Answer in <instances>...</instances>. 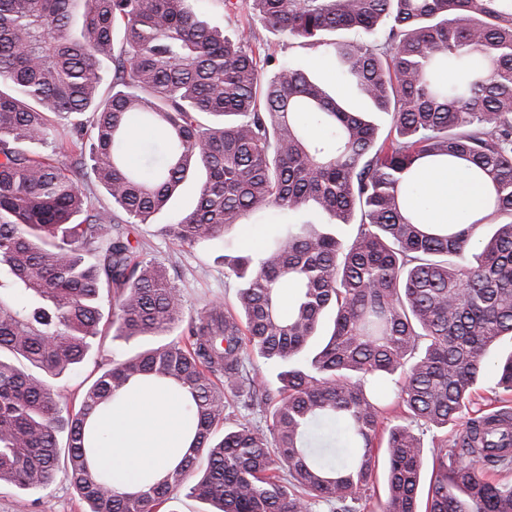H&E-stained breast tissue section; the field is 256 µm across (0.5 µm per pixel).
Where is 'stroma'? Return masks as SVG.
<instances>
[{
    "instance_id": "35a3bbf8",
    "label": "stroma",
    "mask_w": 512,
    "mask_h": 512,
    "mask_svg": "<svg viewBox=\"0 0 512 512\" xmlns=\"http://www.w3.org/2000/svg\"><path fill=\"white\" fill-rule=\"evenodd\" d=\"M251 27L266 54L279 62L290 61L305 66L310 78L323 85L329 94L354 111L371 113L376 123H383L382 114L375 112L373 105L360 96L355 79L346 74L342 60L333 49L301 48L295 41L272 35L257 20L252 21ZM201 181V175L190 177L175 196L170 209L157 214L153 223L138 225L136 230L137 256L154 260L166 268L182 292L185 315L189 318L215 301L230 307L235 304L236 282L224 272L225 244H232L241 251L257 252L289 221L288 216L274 210L261 216L250 214L243 217L241 226L206 245L194 249L179 246L162 233L161 227L172 223L177 211L193 203ZM150 345L147 339L125 342L103 335L98 349L87 360L68 375L55 380V394L60 400L75 401L100 371ZM85 508L75 488L61 473L46 490L38 492L0 485V512H84Z\"/></svg>"
}]
</instances>
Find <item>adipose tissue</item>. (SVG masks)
<instances>
[{"mask_svg":"<svg viewBox=\"0 0 512 512\" xmlns=\"http://www.w3.org/2000/svg\"><path fill=\"white\" fill-rule=\"evenodd\" d=\"M419 182L428 200L427 223L464 225L485 210V191L463 165H423ZM96 426L106 436L96 462L111 471L120 489L160 477L187 441L181 400L148 383L131 389L121 404L101 414Z\"/></svg>","mask_w":512,"mask_h":512,"instance_id":"ef3b65f1","label":"adipose tissue"}]
</instances>
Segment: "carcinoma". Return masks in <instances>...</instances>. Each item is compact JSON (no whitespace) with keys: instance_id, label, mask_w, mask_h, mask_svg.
Segmentation results:
<instances>
[{"instance_id":"cac0c4a2","label":"carcinoma","mask_w":512,"mask_h":512,"mask_svg":"<svg viewBox=\"0 0 512 512\" xmlns=\"http://www.w3.org/2000/svg\"><path fill=\"white\" fill-rule=\"evenodd\" d=\"M200 2L0 0V482L44 490L62 470L88 512H163L183 487L216 512H361L381 466L379 512H419L428 450L425 512H512V412L437 435L512 337V0H209L236 42ZM243 12L336 50L390 116L386 134L302 66L262 80L271 58ZM338 30L373 41H328ZM456 161L490 187L487 210L428 224L416 170ZM195 167L194 207L164 225L181 246L271 208L330 222L224 255L238 311L212 303L187 338L60 402L51 379L84 361L101 322L125 340L181 326L180 289L133 259L129 225L152 223ZM89 173L110 205L82 189ZM254 356L277 389H260ZM494 371L511 393L512 354ZM144 379L183 396L187 446L159 480L120 491L94 464L95 422Z\"/></svg>"}]
</instances>
